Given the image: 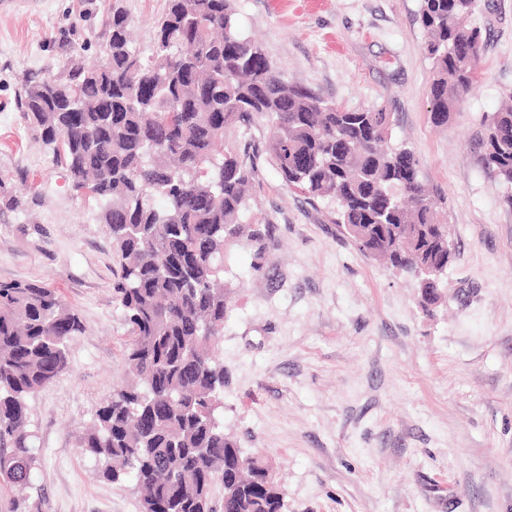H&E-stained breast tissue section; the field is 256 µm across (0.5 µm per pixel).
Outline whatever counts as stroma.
Instances as JSON below:
<instances>
[{
    "label": "stroma",
    "mask_w": 512,
    "mask_h": 512,
    "mask_svg": "<svg viewBox=\"0 0 512 512\" xmlns=\"http://www.w3.org/2000/svg\"><path fill=\"white\" fill-rule=\"evenodd\" d=\"M149 53L165 0H12L0 6V281L57 289L84 331L71 368L30 403L40 512H140L131 481L99 477L79 447L126 379L128 326L102 203L75 189L18 106L26 78L82 46L95 62L113 5ZM285 80L348 109L381 106L391 143L419 156L455 257L434 312L414 275L365 256L331 205L288 188L254 142L242 220L268 225L224 256V431L268 457L288 512H512V188L482 164L483 118L512 92V0H481L476 82L447 125L429 117L420 0H234Z\"/></svg>",
    "instance_id": "obj_1"
}]
</instances>
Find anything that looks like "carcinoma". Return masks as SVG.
I'll return each instance as SVG.
<instances>
[{
	"label": "carcinoma",
	"instance_id": "cac0c4a2",
	"mask_svg": "<svg viewBox=\"0 0 512 512\" xmlns=\"http://www.w3.org/2000/svg\"><path fill=\"white\" fill-rule=\"evenodd\" d=\"M475 10L473 0H421L436 126L475 83ZM107 26L98 65L70 57L65 74L30 77L18 100L74 186L104 202L100 220L119 259L130 380L100 406L79 445L101 464L100 477L135 482L142 512H285L267 460L243 454L218 413L224 249L269 235L240 223L256 156L224 135L262 121L288 187L335 205L333 223L358 251L413 274L427 311L442 298L448 225L420 159L389 144V113L347 109L288 83L263 46L238 31L232 0H167L146 57L121 7L112 6ZM484 125V170L512 185V92ZM83 331L55 289L0 283V512L38 510L11 495L30 486L38 465L29 402L67 373L70 341Z\"/></svg>",
	"mask_w": 512,
	"mask_h": 512
}]
</instances>
